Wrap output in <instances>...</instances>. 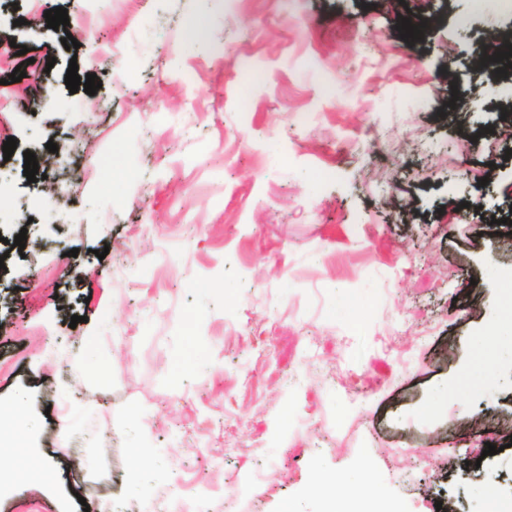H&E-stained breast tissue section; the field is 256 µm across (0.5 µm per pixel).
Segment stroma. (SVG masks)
<instances>
[{
	"label": "stroma",
	"mask_w": 512,
	"mask_h": 512,
	"mask_svg": "<svg viewBox=\"0 0 512 512\" xmlns=\"http://www.w3.org/2000/svg\"><path fill=\"white\" fill-rule=\"evenodd\" d=\"M408 7L416 39L395 0H0V408L53 471L0 512H333L309 484L366 462L387 512H512V435H469L512 350L448 389L512 300V80L470 67L512 5Z\"/></svg>",
	"instance_id": "stroma-1"
}]
</instances>
